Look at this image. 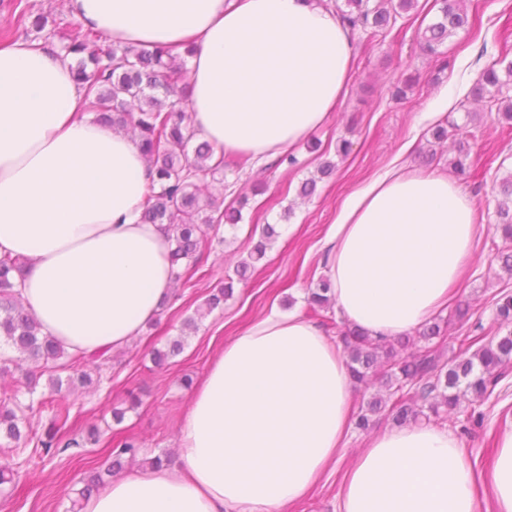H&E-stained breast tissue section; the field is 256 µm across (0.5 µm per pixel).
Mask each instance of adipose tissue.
I'll return each mask as SVG.
<instances>
[{
	"label": "adipose tissue",
	"mask_w": 512,
	"mask_h": 512,
	"mask_svg": "<svg viewBox=\"0 0 512 512\" xmlns=\"http://www.w3.org/2000/svg\"><path fill=\"white\" fill-rule=\"evenodd\" d=\"M82 28L152 48L196 42L187 110L200 136L267 160L323 127L350 80L352 32L325 0H69ZM152 186L133 137L97 123L57 51L0 48V253L43 330L78 354L119 349L169 296L167 244L140 221ZM480 232L470 194L441 174L387 171L353 193L327 239L343 319L370 336L415 330L447 301ZM350 377L340 349L280 309L227 343L180 428V469L116 479L84 512H281L342 458ZM512 512V431L489 477L430 424L370 437L336 512Z\"/></svg>",
	"instance_id": "adipose-tissue-1"
}]
</instances>
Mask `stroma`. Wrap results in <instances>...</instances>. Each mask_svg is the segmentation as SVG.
Masks as SVG:
<instances>
[{
	"instance_id": "35a3bbf8",
	"label": "stroma",
	"mask_w": 512,
	"mask_h": 512,
	"mask_svg": "<svg viewBox=\"0 0 512 512\" xmlns=\"http://www.w3.org/2000/svg\"><path fill=\"white\" fill-rule=\"evenodd\" d=\"M471 25L457 31L443 45L454 66L433 83L435 59L419 46L421 31L434 17L417 7L409 18L398 20L385 36L370 38L363 30L353 37L356 55L348 92L325 127L309 134L296 149L294 167L252 166L241 176L224 180L233 197L248 196L243 218L237 226H223L220 239L206 250L209 274L196 287L183 291L181 299L168 303L155 326L143 331L132 350H116L110 361L86 363L93 383L73 393L74 424L98 426L104 443L95 448H70L45 458L31 478H20L0 496V512H67L72 499L83 489L86 477L106 467L111 460L108 440L136 438L141 452L127 462L126 473L140 470L154 456L168 457V470L181 465L177 452L179 429L200 383L225 343L271 306L306 314L309 288L326 276L325 241L345 199L368 180L392 168L403 171L452 174V161L459 145L469 147L472 176L463 188L475 201L482 230L475 255L455 292L454 301L467 303L474 315L465 327L450 326L443 349L447 357L459 352L461 332L485 337L500 335L493 315V297L501 289L512 291V274L501 266L502 239L496 230L497 180L512 170V126L481 117V105L469 110L453 107L446 112L448 138L435 141L432 121L425 112L442 93L458 96L470 91L487 66L512 62V0H465ZM418 76L407 99L396 101L391 88L400 78ZM477 112L469 120L467 111ZM351 149L337 158L335 173L319 182L315 196L301 198L299 187L311 176L322 150H335L340 139ZM288 223L250 279L234 286L223 304L207 309L205 302L233 274L251 246L254 226ZM196 318L197 328L185 331L187 318ZM183 337L184 350L165 368H156L152 349L166 348ZM137 393L140 404L126 409L128 393ZM125 408L122 422L112 418L113 408ZM464 448L471 463L489 468L500 434L512 430V372L502 378L485 401L462 403L450 417L438 420ZM368 434L350 429L347 450L335 469L329 470L305 498L291 503L285 512H335L336 493L344 472L364 447Z\"/></svg>"
}]
</instances>
